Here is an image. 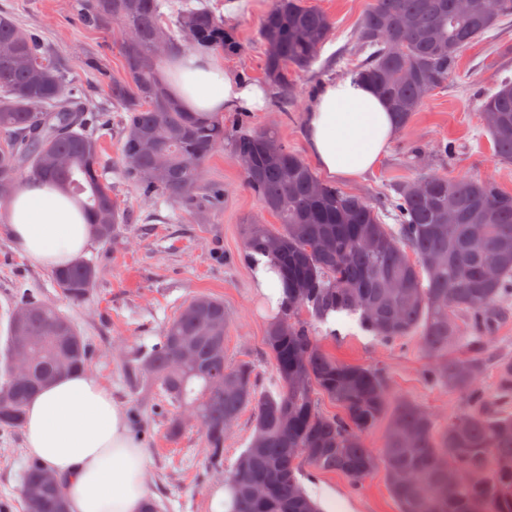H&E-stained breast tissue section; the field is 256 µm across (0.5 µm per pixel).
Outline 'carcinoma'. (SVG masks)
<instances>
[{
	"label": "carcinoma",
	"instance_id": "obj_1",
	"mask_svg": "<svg viewBox=\"0 0 512 512\" xmlns=\"http://www.w3.org/2000/svg\"><path fill=\"white\" fill-rule=\"evenodd\" d=\"M373 0L357 38L370 50L355 69L387 101L405 126L429 93L451 77L462 48L512 17V0ZM77 20L89 28L124 32L120 49L124 77L112 79V100L121 104L125 179L146 197L180 205L192 219L202 206L221 202L222 188L203 179V164L230 146L233 161L245 156L241 173L280 228L248 224L247 255L260 253L281 268L288 303L269 325L265 343L275 365L276 393L258 389L253 367L224 368V330L208 332L204 321L224 318V301L195 299L166 324L159 341L142 348L128 378L148 381L175 408L198 418L213 470L224 468V429L246 408L253 433L224 488L229 512H319L297 477L300 462L338 471L352 485L383 467L400 512H512V413L502 398L512 394V361L498 364L500 396L477 385L478 356L450 358L458 342L448 313L465 317L481 335L503 317L512 298V195L488 179L420 174L395 189L391 229L358 195L321 179L273 129L240 128L224 133V120L210 112H187L170 96L162 68L172 55L196 46L224 47V17L206 0H77ZM169 8L166 14L163 8ZM333 22L301 0H271L258 28L264 46L263 73L276 97L288 98V73L309 70L328 41ZM0 205L23 175L56 185L77 200L93 236L111 244L129 215L105 178L95 129L99 115L65 94L63 68L34 33L0 12ZM397 69L405 81L393 83ZM479 116L497 157L512 162V80L480 98ZM144 138L157 151L140 149ZM67 159L65 167L40 166L41 156ZM415 259H410V256ZM493 267L496 275L485 277ZM97 277L84 259L53 274L71 302L90 294ZM304 308L312 323L295 317ZM341 313L383 342L419 334L435 358L434 383L464 396L466 409L436 426L432 415L409 400H392L378 371L336 361L316 336L315 324ZM30 336L27 378H10L16 327ZM194 349V361L178 365L179 350ZM90 345L66 314L39 294L18 291L9 316L0 382V430L22 424L29 400L56 378L86 370ZM227 379L235 389L214 391ZM341 407L338 417L319 412L316 394ZM387 421L379 455L364 437ZM46 468L29 460L21 473L24 512H63V483L43 481ZM479 472L482 479L458 478Z\"/></svg>",
	"mask_w": 512,
	"mask_h": 512
}]
</instances>
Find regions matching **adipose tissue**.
<instances>
[{
	"instance_id": "1",
	"label": "adipose tissue",
	"mask_w": 512,
	"mask_h": 512,
	"mask_svg": "<svg viewBox=\"0 0 512 512\" xmlns=\"http://www.w3.org/2000/svg\"><path fill=\"white\" fill-rule=\"evenodd\" d=\"M164 79L190 112L259 111L267 105L263 85L246 81L204 49L173 57ZM398 131L385 99L351 73L324 83L305 114L312 157L347 182L374 168ZM4 228L25 256L53 271L79 258L93 239L77 203L33 178L8 201ZM23 429L27 452L63 479L69 512H141L144 451L111 391L90 374L61 376L37 393Z\"/></svg>"
}]
</instances>
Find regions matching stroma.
Here are the masks:
<instances>
[{"label": "stroma", "mask_w": 512, "mask_h": 512, "mask_svg": "<svg viewBox=\"0 0 512 512\" xmlns=\"http://www.w3.org/2000/svg\"><path fill=\"white\" fill-rule=\"evenodd\" d=\"M328 14L334 29L319 60L309 72L291 74L287 103L269 98L263 111L224 113V127L261 130L276 128L283 142L300 156L308 151L302 130L303 113L316 87L325 80L353 72L366 57L356 39L358 25L372 0H303ZM224 18V30L234 44L224 50V65L247 80L264 82V47L259 22L269 0H240L232 13L231 0H208ZM0 11L12 14L23 28L36 33L56 54L67 73V89L92 100L108 124L97 134L99 162L122 205L133 215L122 225L116 244L93 242L84 258L98 273L90 295L75 304L64 298L50 270L24 256L0 231V351L4 350L9 315L18 289L38 293L67 314L93 347L89 373L112 393L127 416L130 434L145 452L147 495L164 505V512H215V493L224 486L252 434V410H244L224 434V467L207 469L200 424L184 419L179 437H170L167 422L177 410L162 397L150 398L129 388L125 364L130 353L157 342L165 324L179 307L198 295L223 299L228 325L224 359L228 365L247 362L255 370L259 389L272 388L274 364L265 344L271 314L252 286L244 227L266 224L278 228L277 217L264 210L244 181L229 149L216 151L204 164V178L224 189V202L207 211L203 220L185 219L178 206L149 199L123 178L121 108L108 90L109 79L123 77L119 33H104L81 25L75 0H0ZM512 78V18L501 21L481 40L465 47L448 82L432 91L400 128L387 154L360 181L340 182L344 192L363 196L395 226L388 205L396 185L429 172L447 176H479L494 180L512 194V163L498 159L490 135L482 127L478 100ZM451 142L453 156L440 153ZM323 349L336 361L381 371L394 399H407L445 424L464 410L462 396L429 381L432 358L418 335L384 343L364 332L356 321L336 327L321 325ZM490 361L478 382L488 393L497 391L495 359H512V300L497 328L484 338ZM28 461L24 431H0V512H24L19 491L20 472ZM298 478L322 512H399L384 469L359 485L338 472L301 466Z\"/></svg>", "instance_id": "35a3bbf8"}]
</instances>
